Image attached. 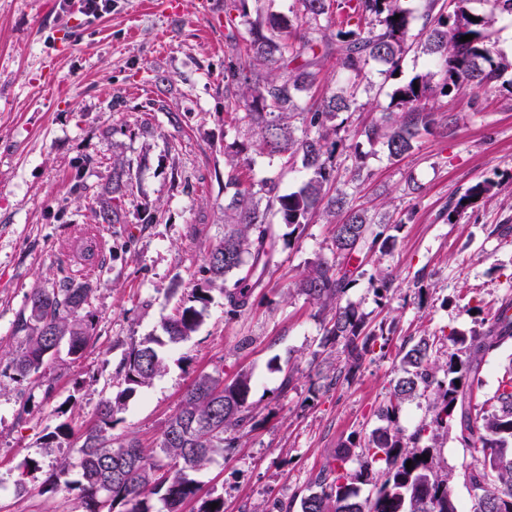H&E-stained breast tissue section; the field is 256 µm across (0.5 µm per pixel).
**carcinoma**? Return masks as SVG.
<instances>
[{
	"mask_svg": "<svg viewBox=\"0 0 512 512\" xmlns=\"http://www.w3.org/2000/svg\"><path fill=\"white\" fill-rule=\"evenodd\" d=\"M259 2L224 0V100L234 120L252 133L250 143L234 144L226 152L225 185L235 191L224 202V240L207 255L204 285L194 290L191 304L164 322L163 335L146 337L124 358L125 388L100 403L94 422L81 435L77 462L63 463L55 472L52 489H80L86 512L118 502L127 505L126 512H183L197 496L193 473L215 454L237 447L253 420L248 373L229 383L211 373L197 375L152 450L134 439L116 441L111 430L126 399L164 368L159 348L183 342L198 330L211 290L224 292L227 315H243L276 263L279 241L301 236L317 220L334 225L333 251L347 264L321 258L309 262L296 291L328 315L320 347L342 348L344 365L331 380L337 383L343 373H352L369 352L375 331L353 303L342 299L364 275L367 254L392 250L400 227L379 223L368 210L352 205L346 191L335 187L334 163L338 119L359 108L367 66L374 63L380 74L393 77L413 49L429 60L428 68L394 85L389 111L359 130L365 142L382 146L393 158L408 153L421 134L456 122L429 107L430 100L447 97L464 83L492 86L512 67L494 57L487 36L497 16L512 15V0H484V13L473 12L470 0H424L417 17L402 0H298L301 9L292 18L265 11ZM467 34L473 38L460 41ZM331 55L338 56L350 79L347 86L328 92L321 74ZM251 150L280 158L289 167L300 159L304 180L292 191L275 179L243 185ZM131 187V162L117 158L107 195L80 184L75 190L92 223L121 224L123 199ZM495 187L491 181L472 185L451 201L448 216L460 220L476 203L490 199ZM273 216L288 232H278ZM91 293L87 277L78 283L63 278L33 290L13 322L14 333L25 337L12 358L17 382L42 377L50 350L62 343L68 354L82 355L93 330L85 313ZM445 340L448 356L442 362L432 359L436 342L429 336L403 347V375L379 410L386 425L364 438L359 470L344 471L357 447L351 441L320 470L314 490L301 499V512H459L453 474L432 453L448 432L461 447L482 456L481 463L461 472L473 492L470 512H512V367L492 396L476 401L484 358L512 342V300L502 301L483 330L455 332ZM418 396L428 397L431 418L407 437L397 419L402 406ZM74 469L77 480L71 479ZM370 482L374 492L359 499L357 484Z\"/></svg>",
	"mask_w": 512,
	"mask_h": 512,
	"instance_id": "1",
	"label": "carcinoma"
}]
</instances>
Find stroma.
Instances as JSON below:
<instances>
[{
	"mask_svg": "<svg viewBox=\"0 0 512 512\" xmlns=\"http://www.w3.org/2000/svg\"><path fill=\"white\" fill-rule=\"evenodd\" d=\"M178 2L174 13L168 0H112L111 15L90 23L78 6L59 12L57 0H0V512H84L78 491H48L51 475L76 462L101 401L124 387L121 359L161 335L224 239V148L251 134L224 100L225 30L210 18L224 0ZM369 78L360 109L338 132L348 151L336 162L355 205L402 224L394 249L365 264L368 277L379 267L392 274L390 292L378 297L367 277L345 296L383 339L355 374L331 383L336 356L317 355L324 316L293 291L309 261L333 257L332 225L310 224L281 248L245 314L227 316L223 293L212 291L196 333L162 347L164 371L126 400L112 430L153 446L199 373L227 381L250 373L252 428L194 474L199 498L223 497L224 512H300L337 448L378 426L404 344L481 329L512 298V236L494 232L512 225V71L504 85L465 84L435 100L456 124L421 135L399 159L356 135L390 102L392 80L374 70ZM149 96L169 112L139 111ZM117 157L133 165V191L124 224L102 232L92 339L81 357L59 351L43 378L16 383L11 359L23 339L12 332L15 315L33 289L60 279L87 228L74 184L102 190ZM357 162L370 177L352 184L347 170ZM484 180L495 182L494 197L446 223L450 198ZM289 372L294 385L284 395ZM62 422L71 438L46 443ZM434 453L456 476L461 512H470L472 493L458 475L479 453L450 435Z\"/></svg>",
	"mask_w": 512,
	"mask_h": 512,
	"instance_id": "35a3bbf8",
	"label": "stroma"
}]
</instances>
